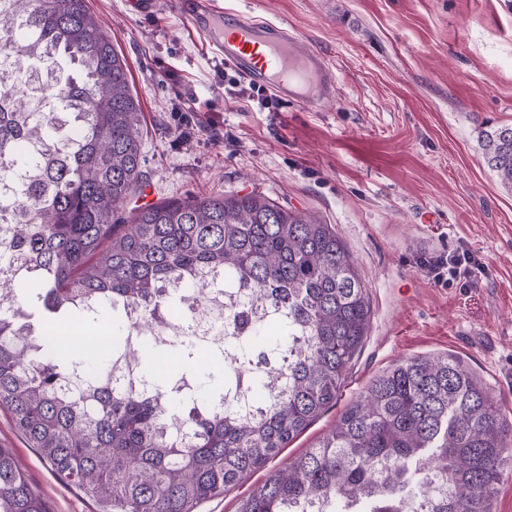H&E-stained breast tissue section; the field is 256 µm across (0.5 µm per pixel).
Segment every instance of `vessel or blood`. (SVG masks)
<instances>
[{"label":"vessel or blood","mask_w":512,"mask_h":512,"mask_svg":"<svg viewBox=\"0 0 512 512\" xmlns=\"http://www.w3.org/2000/svg\"><path fill=\"white\" fill-rule=\"evenodd\" d=\"M177 12L213 54L250 81L309 109L332 97L336 74L330 64L281 26L222 10L214 0H178Z\"/></svg>","instance_id":"obj_1"}]
</instances>
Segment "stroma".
Masks as SVG:
<instances>
[{"mask_svg":"<svg viewBox=\"0 0 512 512\" xmlns=\"http://www.w3.org/2000/svg\"><path fill=\"white\" fill-rule=\"evenodd\" d=\"M292 31L336 73L312 112H260L224 89L218 58L177 15L88 0L126 62L142 112L141 171L125 211L224 193L261 194L332 225L366 286L371 318L335 407L272 460L326 434L396 361L448 356L512 425V190L487 166L481 130L512 124V0H215ZM456 250L484 271L434 281ZM11 449L50 512H100L61 483L0 410Z\"/></svg>","mask_w":512,"mask_h":512,"instance_id":"obj_1","label":"stroma"}]
</instances>
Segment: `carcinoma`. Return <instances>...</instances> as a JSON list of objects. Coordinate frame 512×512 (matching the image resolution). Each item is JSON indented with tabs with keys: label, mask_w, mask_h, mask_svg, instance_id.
<instances>
[{
	"label": "carcinoma",
	"mask_w": 512,
	"mask_h": 512,
	"mask_svg": "<svg viewBox=\"0 0 512 512\" xmlns=\"http://www.w3.org/2000/svg\"><path fill=\"white\" fill-rule=\"evenodd\" d=\"M0 408L56 478L102 512H195L264 468L336 406L370 320L365 285L334 228L257 193L156 203L124 217L141 176L140 106L126 62L87 0H0ZM512 188V126L483 138ZM50 313L122 306L110 356L136 310L176 317L168 345L199 360L190 295L224 297V393L97 380L35 334ZM276 384L273 400L254 398ZM189 387L183 391V387ZM498 405L459 361H396L315 446L272 471L237 512H491L512 460ZM0 512H50L0 448Z\"/></svg>",
	"instance_id": "carcinoma-1"
}]
</instances>
